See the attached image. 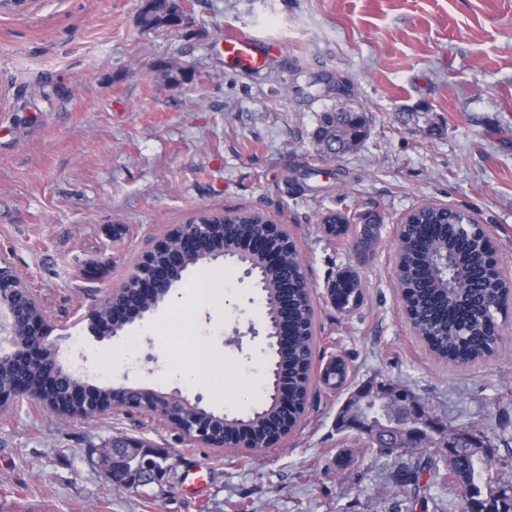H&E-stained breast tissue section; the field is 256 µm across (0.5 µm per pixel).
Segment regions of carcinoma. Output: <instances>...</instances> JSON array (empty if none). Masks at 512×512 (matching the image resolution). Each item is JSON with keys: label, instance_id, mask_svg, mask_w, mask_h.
<instances>
[{"label": "carcinoma", "instance_id": "cac0c4a2", "mask_svg": "<svg viewBox=\"0 0 512 512\" xmlns=\"http://www.w3.org/2000/svg\"><path fill=\"white\" fill-rule=\"evenodd\" d=\"M178 11L176 0H152L140 11L139 25L144 29H172ZM367 135L365 113L347 104L322 112L312 133L317 152L325 158L332 144L344 152L352 151ZM228 216L230 219L211 225L213 240L221 243L262 237L281 257L279 265L261 267L260 280L268 319L274 322L288 314L290 340L281 350L280 367L288 371L291 414L284 418L277 403L269 401L246 420L226 415L224 429L216 430L210 442L229 444L232 432L241 429L249 435L250 449L260 451L281 428L296 425L308 407L314 345L311 287L286 230L268 229V219L251 211H234ZM323 223L334 239L356 235L358 247L364 252L378 240L379 225L367 223L353 228L349 215L341 211L326 213ZM494 256V242L465 211L423 206L411 212L403 224L396 254L398 288L413 328L436 356L467 364L494 352L502 331L498 299L512 289V279L495 268ZM329 293L341 305L355 306L362 295L360 280L354 272L345 271L333 281ZM19 379L39 391L44 370L0 361L1 387ZM345 380L343 362L329 363L324 384L338 388ZM465 434L472 435L473 440L463 438ZM455 437L458 442L448 453L439 451L443 441ZM406 454L409 461L391 472L398 489L391 512H416V506L423 503L421 489L431 482L460 490L455 505L458 512H472L475 505L484 512H500L512 502V480L503 476L512 468V461L500 458L480 431L450 426L426 437L419 450L399 452L401 456ZM384 457L382 449L366 444L359 479H364Z\"/></svg>", "mask_w": 512, "mask_h": 512}]
</instances>
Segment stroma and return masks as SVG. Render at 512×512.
<instances>
[{
  "label": "stroma",
  "mask_w": 512,
  "mask_h": 512,
  "mask_svg": "<svg viewBox=\"0 0 512 512\" xmlns=\"http://www.w3.org/2000/svg\"><path fill=\"white\" fill-rule=\"evenodd\" d=\"M182 28L146 30L142 0H0V255L41 298L59 357L86 356L111 381L200 399L242 417L269 393L263 299L245 267L206 263L216 298L184 293L97 339L89 315L173 225L248 210L293 238L312 285L315 349L304 419L273 447L209 448L155 415L113 409L63 421L24 400L0 412V512H388L393 463L358 481L365 437L336 417L370 381L405 385L445 425L489 436L512 420V314L494 356L436 359L407 322L394 251L424 202L468 211L512 276V0H179ZM278 43L288 62L224 64V34ZM369 133L319 161L311 132L336 101ZM321 175L302 179L305 167ZM360 204L380 233L370 254L329 241L321 217ZM100 276H85L88 266ZM357 273L361 305L336 310L328 285ZM135 344H128V336ZM85 339L74 350L71 339ZM216 365L181 370L198 341ZM348 378L320 379L330 356ZM135 437L168 451L164 480L113 485L96 450Z\"/></svg>",
  "instance_id": "obj_1"
}]
</instances>
